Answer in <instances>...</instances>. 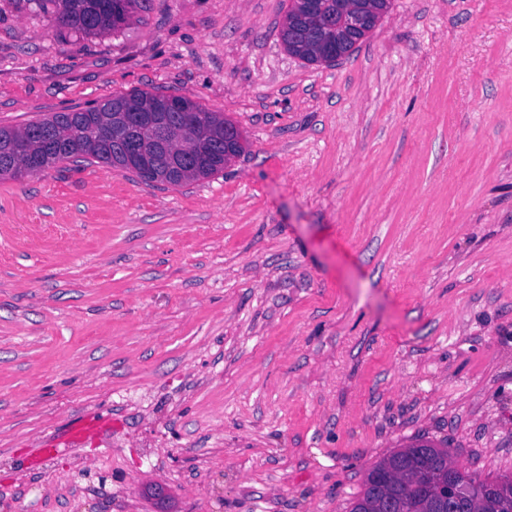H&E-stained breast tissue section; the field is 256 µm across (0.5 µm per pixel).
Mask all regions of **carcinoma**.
Returning a JSON list of instances; mask_svg holds the SVG:
<instances>
[{
	"label": "carcinoma",
	"mask_w": 512,
	"mask_h": 512,
	"mask_svg": "<svg viewBox=\"0 0 512 512\" xmlns=\"http://www.w3.org/2000/svg\"><path fill=\"white\" fill-rule=\"evenodd\" d=\"M47 10L56 30L86 36L115 33L131 18L139 0H37ZM342 0H317L316 19L302 20V0H290L280 37L288 54L307 63H330L324 54L333 45L345 53L371 32L390 8V0H347L355 11L365 13L370 22L352 35L345 33L340 10ZM141 90L97 103L78 112H54L15 129L0 126V179L19 178L34 172L30 161L39 159L46 170L57 163L97 162L135 174L145 183L180 185L210 178L242 151L238 127L221 112H208L196 102L183 99L186 113L195 123L177 125L169 112L161 109L143 113L140 124L128 137L157 158L151 176L132 168L124 151L125 142L112 140V119L141 98ZM448 463L446 444L417 440L378 461L367 473L363 491L350 512H376L380 494L373 477L394 472L395 483L387 488L397 502L396 512H432L430 492L412 487L420 469ZM461 489L457 506L446 512H512V478L503 475L480 479L468 472L459 477Z\"/></svg>",
	"instance_id": "1"
}]
</instances>
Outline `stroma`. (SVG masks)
<instances>
[{"mask_svg": "<svg viewBox=\"0 0 512 512\" xmlns=\"http://www.w3.org/2000/svg\"><path fill=\"white\" fill-rule=\"evenodd\" d=\"M287 11L62 36L0 0V125L144 90L243 146L176 186L0 180V512H350L420 438L512 475V0H392L329 64Z\"/></svg>", "mask_w": 512, "mask_h": 512, "instance_id": "35a3bbf8", "label": "stroma"}]
</instances>
